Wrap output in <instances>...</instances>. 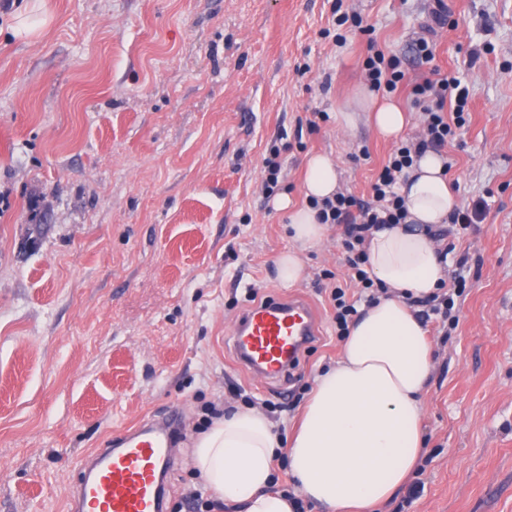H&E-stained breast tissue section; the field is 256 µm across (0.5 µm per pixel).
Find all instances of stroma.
I'll return each mask as SVG.
<instances>
[{
  "label": "stroma",
  "instance_id": "obj_1",
  "mask_svg": "<svg viewBox=\"0 0 512 512\" xmlns=\"http://www.w3.org/2000/svg\"><path fill=\"white\" fill-rule=\"evenodd\" d=\"M440 5L427 62L416 41ZM25 6L50 15L45 31L16 34ZM377 50L405 73L404 139L425 120L413 85L467 88L442 154L461 209L481 212L463 232L436 227L459 322L423 320L438 343L427 446L378 512H512V0H0V512H68L80 459L174 407L167 512L192 490L214 500L192 464L203 406L307 398L341 348L324 271L364 290L339 226L301 282L281 283L288 219L262 160L280 148L278 189L300 203L308 155L330 154L368 199L396 144L336 114ZM250 287L304 294L319 315L288 381L234 359Z\"/></svg>",
  "mask_w": 512,
  "mask_h": 512
}]
</instances>
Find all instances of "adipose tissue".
Masks as SVG:
<instances>
[{"label": "adipose tissue", "instance_id": "obj_1", "mask_svg": "<svg viewBox=\"0 0 512 512\" xmlns=\"http://www.w3.org/2000/svg\"><path fill=\"white\" fill-rule=\"evenodd\" d=\"M369 115L386 138L399 137L407 119L399 104L360 89L338 118L354 128ZM341 174L326 154L305 164L302 193L322 199L340 193ZM407 217L381 224L367 235L366 270L384 293L350 324L334 364L315 378L287 440H279L270 417L239 409L216 420L198 439L192 463L203 482L239 512H298L312 501L329 512H370L413 476L424 436L428 381L434 346L419 320L416 300L439 293L448 278V258L428 227L448 223L459 200L448 182L445 160L435 151L417 157L399 187ZM288 214L294 249L278 260L281 282L304 276L302 254L321 246L329 227L310 205L282 193L272 200ZM286 452L292 477L288 490L273 489L274 459Z\"/></svg>", "mask_w": 512, "mask_h": 512}]
</instances>
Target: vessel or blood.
Here are the masks:
<instances>
[{
	"instance_id": "1",
	"label": "vessel or blood",
	"mask_w": 512,
	"mask_h": 512,
	"mask_svg": "<svg viewBox=\"0 0 512 512\" xmlns=\"http://www.w3.org/2000/svg\"><path fill=\"white\" fill-rule=\"evenodd\" d=\"M319 322L302 297L270 298L248 306L231 341L238 363L257 379H281L302 347L318 337ZM179 410L115 440L112 448L82 459V482L72 512H160L164 473Z\"/></svg>"
}]
</instances>
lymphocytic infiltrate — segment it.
I'll use <instances>...</instances> for the list:
<instances>
[{
    "label": "lymphocytic infiltrate",
    "instance_id": "lymphocytic-infiltrate-1",
    "mask_svg": "<svg viewBox=\"0 0 512 512\" xmlns=\"http://www.w3.org/2000/svg\"><path fill=\"white\" fill-rule=\"evenodd\" d=\"M417 104L428 116L423 134L418 139L401 143L390 155L370 187L369 200L340 193L324 200L310 199L309 204L317 209V217L324 224L343 225L342 248L344 262L351 272L352 280L369 289L373 279L365 270L367 261L363 248L366 233L377 224H401L406 218L404 202L398 193V182L409 169L415 157L429 150H440L453 140L457 125L463 122L464 107L468 92L459 89L453 113L444 110L448 92L447 80H425L413 88Z\"/></svg>",
    "mask_w": 512,
    "mask_h": 512
}]
</instances>
